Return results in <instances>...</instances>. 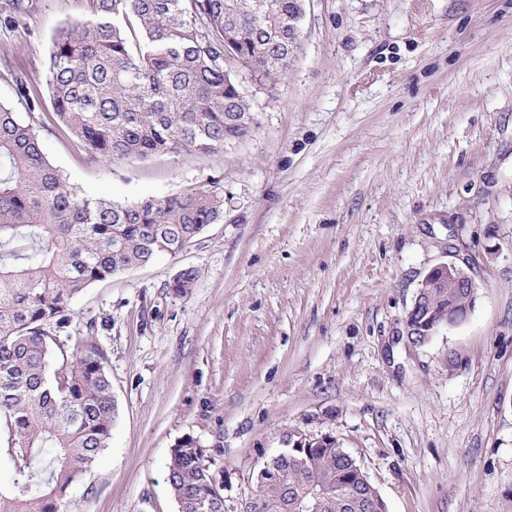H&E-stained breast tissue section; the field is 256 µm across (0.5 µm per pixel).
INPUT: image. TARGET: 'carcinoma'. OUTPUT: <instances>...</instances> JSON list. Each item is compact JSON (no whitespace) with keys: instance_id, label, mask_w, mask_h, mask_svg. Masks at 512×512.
I'll return each instance as SVG.
<instances>
[{"instance_id":"cac0c4a2","label":"carcinoma","mask_w":512,"mask_h":512,"mask_svg":"<svg viewBox=\"0 0 512 512\" xmlns=\"http://www.w3.org/2000/svg\"><path fill=\"white\" fill-rule=\"evenodd\" d=\"M91 18L57 27L47 58L50 100L67 133L107 161L159 153L210 155L248 134V101L228 62L275 82L293 0H90ZM37 0H0V28L29 33ZM30 108L41 103L15 78ZM224 218L200 190L121 205L82 195L44 155L39 136L0 104V430L13 463L0 512H64L68 489L108 447L117 406L102 352L72 341L73 301L161 254L175 256ZM195 270L170 283L186 295ZM463 295L437 312H462ZM62 362L51 369L54 349ZM251 482L261 512L286 501L318 512H367L364 471L336 447L290 448L282 474ZM168 483L181 512H224V496L191 438L172 449Z\"/></svg>"}]
</instances>
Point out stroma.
<instances>
[{
	"label": "stroma",
	"instance_id": "35a3bbf8",
	"mask_svg": "<svg viewBox=\"0 0 512 512\" xmlns=\"http://www.w3.org/2000/svg\"><path fill=\"white\" fill-rule=\"evenodd\" d=\"M89 16V0H39L32 36L0 30V103L84 196L202 190L224 218L76 298L77 329L100 327L118 417L67 512H178L167 463L187 437L239 512L294 432L335 436L388 512H512V0H306L280 80L233 71L247 136L112 163L63 131L48 97L52 33ZM448 260L469 263L473 307L408 346L402 320Z\"/></svg>",
	"mask_w": 512,
	"mask_h": 512
}]
</instances>
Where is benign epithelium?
<instances>
[{"instance_id": "1", "label": "benign epithelium", "mask_w": 512, "mask_h": 512, "mask_svg": "<svg viewBox=\"0 0 512 512\" xmlns=\"http://www.w3.org/2000/svg\"><path fill=\"white\" fill-rule=\"evenodd\" d=\"M440 288L452 294L467 297L469 303L475 301L476 284L467 270L456 262L440 263L432 267L422 281L412 306L403 319L401 335L410 346H421L442 328L458 325L465 317L450 315L448 319H437L428 307L430 289Z\"/></svg>"}]
</instances>
